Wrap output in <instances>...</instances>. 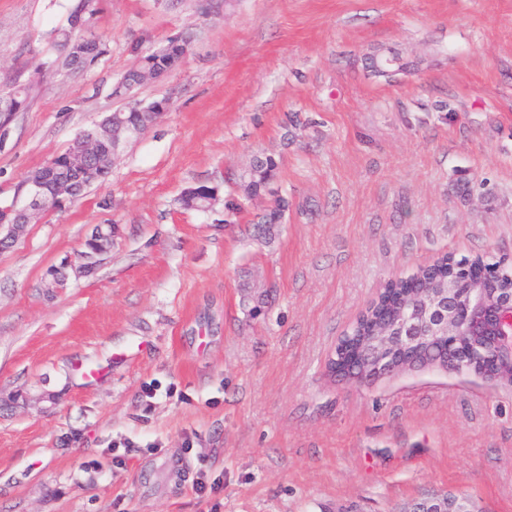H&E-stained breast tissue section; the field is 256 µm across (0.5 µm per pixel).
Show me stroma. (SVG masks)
<instances>
[{"mask_svg":"<svg viewBox=\"0 0 512 512\" xmlns=\"http://www.w3.org/2000/svg\"><path fill=\"white\" fill-rule=\"evenodd\" d=\"M75 2L0 0V89L33 87L0 128V206L124 109L138 55L193 41L137 88L169 109L105 185L0 252V512H402L448 492L512 512V385L326 368L388 280L512 258V0H226L206 19L203 0H103V53L74 74ZM393 52L415 68H367ZM268 154L289 207L258 240L272 195L224 218L233 173ZM199 186L211 210L182 206ZM99 224L118 227L101 265L48 293ZM175 458L221 479L217 500Z\"/></svg>","mask_w":512,"mask_h":512,"instance_id":"1","label":"stroma"}]
</instances>
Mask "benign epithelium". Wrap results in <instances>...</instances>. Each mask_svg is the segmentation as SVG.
Wrapping results in <instances>:
<instances>
[{
    "instance_id": "1",
    "label": "benign epithelium",
    "mask_w": 512,
    "mask_h": 512,
    "mask_svg": "<svg viewBox=\"0 0 512 512\" xmlns=\"http://www.w3.org/2000/svg\"><path fill=\"white\" fill-rule=\"evenodd\" d=\"M73 30L79 34L70 35L63 48L69 62L81 57L79 47L92 40L86 34V21L76 22ZM120 84L125 86L124 99L128 107L152 112L155 123L166 114L167 102L164 100L145 103L135 95L137 84L124 78ZM112 127L113 115L109 114L96 127L75 139L65 157L71 167L70 173L63 175L48 164L23 181L13 201L0 207V250L9 248L24 228L42 220L46 211L64 208L91 185H104L112 166L100 161L101 147L110 142L111 160L114 161L123 141L120 133L112 131ZM116 234L117 226L114 224L95 226L87 238L92 249L79 258L78 263L65 262L50 270L47 287L57 291L67 287L69 268L77 274L93 272L102 257L111 250ZM431 272L434 278L448 283V287L432 289L421 295V308L399 317L398 335L388 336L386 329H381L383 337L378 350L372 352L367 360L369 371L352 376L351 382L362 384L394 370L415 366L421 356L422 343L431 338L448 344L447 369L474 371L490 379H501L499 370L504 366V358H509L512 363V290L500 288L498 284L504 277L512 275V267L505 260L492 271L479 263H459L451 259L444 267L431 266ZM465 322L480 329L489 327L492 335L482 337L480 344L459 346L457 334ZM360 352L361 347L356 344L345 349L336 374L343 376L355 371ZM409 512L473 510L467 497L456 495L448 500L438 497L424 499L420 504L411 505Z\"/></svg>"
}]
</instances>
